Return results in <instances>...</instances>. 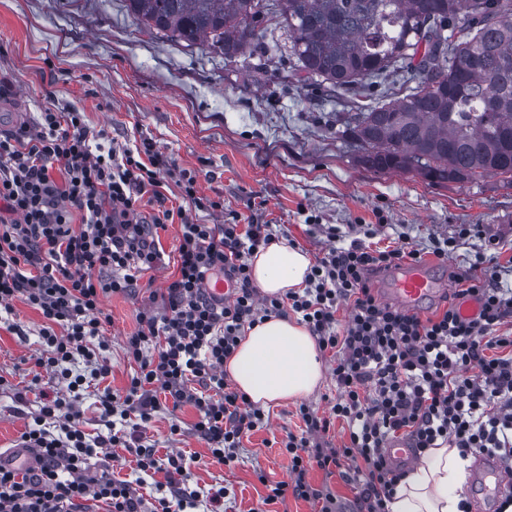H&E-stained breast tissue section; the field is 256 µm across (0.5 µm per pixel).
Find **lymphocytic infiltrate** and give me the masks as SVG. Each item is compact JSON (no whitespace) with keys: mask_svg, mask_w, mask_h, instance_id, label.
<instances>
[{"mask_svg":"<svg viewBox=\"0 0 512 512\" xmlns=\"http://www.w3.org/2000/svg\"><path fill=\"white\" fill-rule=\"evenodd\" d=\"M105 130L85 124L81 112L45 108L30 126L0 134V304L24 297L45 324L37 367L66 380L67 394L43 391L35 424L22 440L37 451V464H0V512H63L82 502L103 504L105 512H224L229 489L214 485L191 490L182 451L159 454L147 443L144 426L170 398L173 407L192 405L199 413L194 431L212 463L231 468L244 435L267 427L269 417L229 387L224 362L246 330L256 323L294 313L332 352L338 396L329 416L300 406L305 428L288 434L283 450L288 480L269 486L264 504L287 497L338 512L336 498L315 487L311 468L339 470L358 488L351 512H389L402 480L385 455L406 438L415 454L448 446L461 455L487 454L512 462V336L496 335L512 318V287L503 284L499 237H488L472 263L454 277L453 298L423 319L383 302L372 277L402 262H421L425 252L447 259L453 239L434 237L428 250L408 239L377 249L359 239L331 248L305 277L304 288L260 295L252 282L251 259L276 235L271 224H200L196 210L220 211V201L197 194V179L180 171L183 206L167 207L162 192L167 163L151 143L130 149L108 143ZM154 206L152 217L140 207ZM179 222L177 275L151 292L137 314L138 329L124 350L137 370L123 393L103 388L96 413L104 434L90 436L73 395L87 379L102 380L111 366L102 351L111 319L102 307L112 294L137 295L146 272L162 264L157 230ZM233 282L231 300L211 297L208 279ZM479 304L471 318L458 302ZM348 305L346 323L336 313ZM97 348H90V339ZM499 356H491V349ZM82 358L89 375H75L68 362ZM346 422L349 440L337 448L321 444L333 420ZM133 456L137 471L163 472L168 496L153 507L132 482L104 472L89 475L86 463L107 449Z\"/></svg>","mask_w":512,"mask_h":512,"instance_id":"lymphocytic-infiltrate-1","label":"lymphocytic infiltrate"}]
</instances>
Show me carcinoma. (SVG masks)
<instances>
[{
    "mask_svg": "<svg viewBox=\"0 0 512 512\" xmlns=\"http://www.w3.org/2000/svg\"><path fill=\"white\" fill-rule=\"evenodd\" d=\"M134 18L187 47L232 60L253 50L269 12L293 73L330 93L384 91L336 121L378 171L433 182L499 178L512 186V0H125Z\"/></svg>",
    "mask_w": 512,
    "mask_h": 512,
    "instance_id": "obj_1",
    "label": "carcinoma"
}]
</instances>
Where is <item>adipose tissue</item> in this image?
<instances>
[{
	"label": "adipose tissue",
	"instance_id": "adipose-tissue-1",
	"mask_svg": "<svg viewBox=\"0 0 512 512\" xmlns=\"http://www.w3.org/2000/svg\"><path fill=\"white\" fill-rule=\"evenodd\" d=\"M251 264L254 285L263 294L279 295L304 287L311 261L301 249L275 241ZM224 369L238 390L263 407L311 395L322 377L313 336L304 324L285 317L249 329ZM465 465L458 449H429L397 485L390 512H460L456 490Z\"/></svg>",
	"mask_w": 512,
	"mask_h": 512
}]
</instances>
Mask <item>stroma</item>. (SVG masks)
Wrapping results in <instances>:
<instances>
[{
    "label": "stroma",
    "instance_id": "35a3bbf8",
    "mask_svg": "<svg viewBox=\"0 0 512 512\" xmlns=\"http://www.w3.org/2000/svg\"><path fill=\"white\" fill-rule=\"evenodd\" d=\"M282 40L279 27L266 22L257 30L258 49L250 61L228 64L219 53L144 30L125 0H0V81L12 95L11 102H0V133L34 123L47 107L77 109L118 144L132 148L151 141L170 164L195 172L200 195L224 204L220 214L197 212L198 223L255 213L312 258L332 246L330 230L344 233L352 224L378 225L374 241L382 247L401 236L423 247L433 236L458 239L447 260L424 257L441 288L423 311L434 315L452 289L451 274L481 248V239L460 238L464 225L512 241V187L495 178L432 183L411 172L362 165L336 132L344 96H327L296 77L280 81L293 65L275 48ZM147 297L144 291L135 298L114 294L102 302L112 320L105 333L112 366L105 384L112 391L123 392L135 370L124 342L136 331ZM43 324L40 312L23 299L0 309L2 452L15 447L39 412L33 401L18 413L15 388L33 380L45 390L57 386L34 365ZM322 361L316 390L305 401L271 405L268 427L244 438L233 468L211 464L206 443L192 431L198 412L188 404L158 412L146 425L147 440L162 453L196 455L191 488L231 486L235 496L227 500V512H256L267 483L288 478L281 442L302 432L299 405L330 413L333 362L327 354ZM260 471L266 482L258 481Z\"/></svg>",
    "mask_w": 512,
    "mask_h": 512
}]
</instances>
